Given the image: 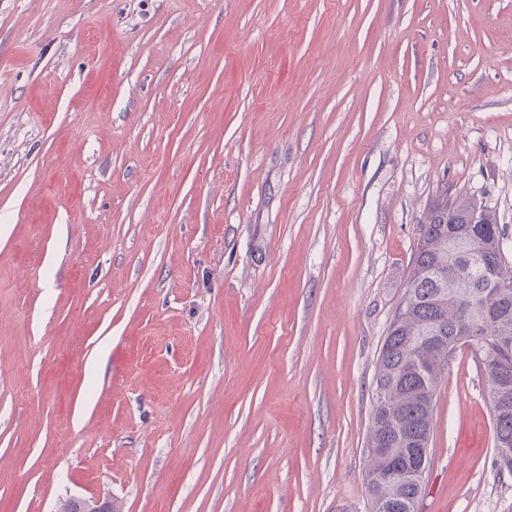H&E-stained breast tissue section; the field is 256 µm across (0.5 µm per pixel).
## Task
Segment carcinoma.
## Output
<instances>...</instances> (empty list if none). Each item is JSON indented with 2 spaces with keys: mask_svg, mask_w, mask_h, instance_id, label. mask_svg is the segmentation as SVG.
Here are the masks:
<instances>
[{
  "mask_svg": "<svg viewBox=\"0 0 512 512\" xmlns=\"http://www.w3.org/2000/svg\"><path fill=\"white\" fill-rule=\"evenodd\" d=\"M435 222L418 225V242L405 294L381 347L374 376L367 493L371 512H416L424 485L412 478L423 466L419 448L434 430L438 371L462 345L483 350L492 374L487 399L499 469L512 473V268L496 211L472 224L465 210L434 202Z\"/></svg>",
  "mask_w": 512,
  "mask_h": 512,
  "instance_id": "1",
  "label": "carcinoma"
}]
</instances>
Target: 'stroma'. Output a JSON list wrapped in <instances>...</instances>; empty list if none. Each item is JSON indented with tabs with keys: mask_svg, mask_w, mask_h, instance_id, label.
Segmentation results:
<instances>
[{
	"mask_svg": "<svg viewBox=\"0 0 512 512\" xmlns=\"http://www.w3.org/2000/svg\"><path fill=\"white\" fill-rule=\"evenodd\" d=\"M444 193L512 252V0H0V512H370ZM485 387L417 512H512Z\"/></svg>",
	"mask_w": 512,
	"mask_h": 512,
	"instance_id": "stroma-1",
	"label": "stroma"
}]
</instances>
